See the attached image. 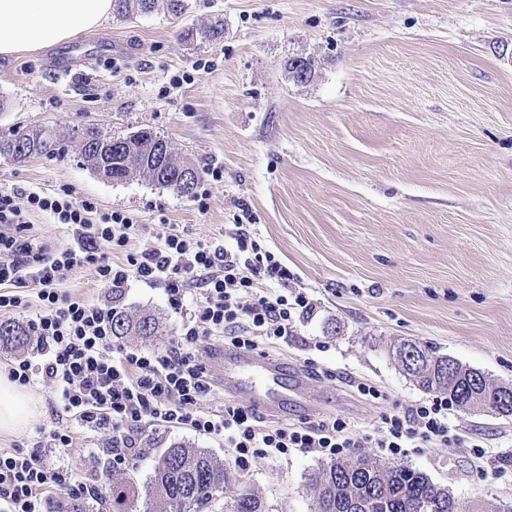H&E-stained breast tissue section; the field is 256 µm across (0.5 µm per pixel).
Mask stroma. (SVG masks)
Wrapping results in <instances>:
<instances>
[{"label": "stroma", "mask_w": 512, "mask_h": 512, "mask_svg": "<svg viewBox=\"0 0 512 512\" xmlns=\"http://www.w3.org/2000/svg\"><path fill=\"white\" fill-rule=\"evenodd\" d=\"M129 19L108 17L72 41L0 59V135L49 126L66 150L14 163L0 158V189L68 186L103 210L136 215L129 247L157 245L162 225L220 241L243 213L304 289L313 313L270 357L299 368L319 418L371 432L380 416L426 397L388 350L409 338L490 379L512 384V0H186ZM223 20L224 36L205 30ZM108 42L88 81L58 78L51 57ZM295 55L317 61L293 82ZM208 63V70L197 67ZM111 136L152 128L199 167L205 205L139 177L115 183L82 158L87 127ZM59 294L118 302L161 324L124 345L162 349L183 317L164 288L136 283L121 296L93 268L70 271ZM375 386L380 399L358 393ZM32 426L0 436L27 450L54 418L49 383L34 379ZM451 446L410 449L403 462L447 487L461 512L512 502V417L449 409ZM106 431L75 429L64 458L82 480L112 463ZM203 448L233 464L222 441L186 429L153 435L144 454L116 466L138 482L159 451ZM483 455H476V447ZM317 453L258 458L235 471L269 512H313L307 487Z\"/></svg>", "instance_id": "obj_1"}]
</instances>
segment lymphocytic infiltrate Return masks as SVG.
I'll return each instance as SVG.
<instances>
[{"mask_svg":"<svg viewBox=\"0 0 512 512\" xmlns=\"http://www.w3.org/2000/svg\"><path fill=\"white\" fill-rule=\"evenodd\" d=\"M52 216L73 236L50 250L34 242L31 214ZM134 214L100 211L96 202L74 197L71 188L48 195L0 191V310L28 311L21 291L35 287L39 311L28 327L36 338L34 357L11 361L8 376L26 386L42 377L61 415L40 428L30 451H0V512H53L59 496L84 497L90 487L50 454L72 446V427L111 434L112 459L124 463L141 452L150 431L184 428L223 440L246 469L257 458H278L289 449H311L336 459L360 441L341 419H318L263 430L252 409L228 405L218 413L200 409L211 390L208 356L212 338L259 349L291 335L297 318L311 312L305 293L287 294L293 275L245 225L228 232L233 247L195 240L166 225L157 247H128ZM93 267L98 280L115 291L132 282L164 288L170 304L182 308L190 285L200 297L185 309L179 333L162 350L127 348L112 334V307L58 294L56 285L77 268ZM448 400H421L402 412L382 415L372 435L375 447L391 457L438 442L451 444Z\"/></svg>","mask_w":512,"mask_h":512,"instance_id":"obj_1","label":"lymphocytic infiltrate"}]
</instances>
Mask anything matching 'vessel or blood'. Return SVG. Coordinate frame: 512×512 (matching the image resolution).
<instances>
[{
  "mask_svg": "<svg viewBox=\"0 0 512 512\" xmlns=\"http://www.w3.org/2000/svg\"><path fill=\"white\" fill-rule=\"evenodd\" d=\"M214 365L225 389L249 393L254 404L275 410L290 402L307 403L303 376L288 372L281 362L267 356L227 347L216 356Z\"/></svg>",
  "mask_w": 512,
  "mask_h": 512,
  "instance_id": "vessel-or-blood-1",
  "label": "vessel or blood"
}]
</instances>
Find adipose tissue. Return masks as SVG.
<instances>
[{
    "label": "adipose tissue",
    "instance_id": "1",
    "mask_svg": "<svg viewBox=\"0 0 512 512\" xmlns=\"http://www.w3.org/2000/svg\"><path fill=\"white\" fill-rule=\"evenodd\" d=\"M112 12V0H0V58L70 41L97 28ZM38 401L0 375V434L24 431Z\"/></svg>",
    "mask_w": 512,
    "mask_h": 512
}]
</instances>
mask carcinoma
<instances>
[{"mask_svg": "<svg viewBox=\"0 0 512 512\" xmlns=\"http://www.w3.org/2000/svg\"><path fill=\"white\" fill-rule=\"evenodd\" d=\"M157 0H113L112 14L127 17L149 12ZM97 141L80 146L83 159L92 169L112 182L142 177L160 187L193 196L200 180L196 165L164 151L167 139L149 128L130 136H107L98 130ZM107 147L108 163H102L98 144ZM65 151L64 143L50 128L19 127L7 137H0V157L21 163L33 155L53 157ZM113 335L150 337L158 332L152 314L133 318L118 307L112 317ZM33 339L30 331L14 322H0V348L22 350ZM395 357L406 377L427 393L448 398L458 410L487 411L500 406L512 417V401L503 404L508 386L495 383L477 369L421 346L402 340L395 346ZM233 481L230 468L202 448L171 446L156 458L149 480L143 487L128 476L105 468L96 486L95 497L108 512H133L142 502L141 512H204L207 505L224 493ZM315 503L314 512H458L448 489L438 486L423 472L402 463L381 461L365 453L336 459L320 466L308 479ZM83 498L61 496L55 512H87ZM224 512H268L260 495L242 487L224 501Z\"/></svg>", "mask_w": 512, "mask_h": 512, "instance_id": "carcinoma-1", "label": "carcinoma"}]
</instances>
